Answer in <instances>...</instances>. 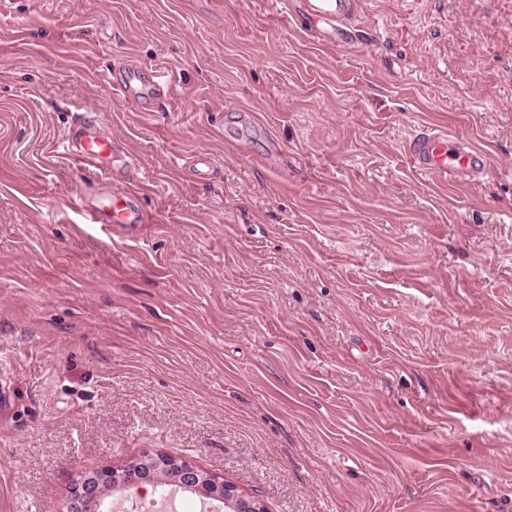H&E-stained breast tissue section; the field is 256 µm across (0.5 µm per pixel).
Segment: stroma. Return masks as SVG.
Segmentation results:
<instances>
[{
  "instance_id": "obj_1",
  "label": "stroma",
  "mask_w": 512,
  "mask_h": 512,
  "mask_svg": "<svg viewBox=\"0 0 512 512\" xmlns=\"http://www.w3.org/2000/svg\"><path fill=\"white\" fill-rule=\"evenodd\" d=\"M78 111L115 179L62 157ZM425 126L475 184L413 168ZM124 187L141 234L86 223ZM156 453L268 512H512V0H361L339 42L273 0L0 10V512ZM117 89L125 99L141 98L151 106L159 104L161 96L167 87L165 76L157 71L150 72L149 80L143 79L141 71L131 67L127 70V79L117 85ZM406 152L421 174L457 186L472 185L489 160L479 146L446 129L417 133L409 140Z\"/></svg>"
}]
</instances>
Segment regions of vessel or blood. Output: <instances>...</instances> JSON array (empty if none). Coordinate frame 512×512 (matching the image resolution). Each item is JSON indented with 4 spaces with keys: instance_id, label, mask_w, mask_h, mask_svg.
Returning <instances> with one entry per match:
<instances>
[{
    "instance_id": "1",
    "label": "vessel or blood",
    "mask_w": 512,
    "mask_h": 512,
    "mask_svg": "<svg viewBox=\"0 0 512 512\" xmlns=\"http://www.w3.org/2000/svg\"><path fill=\"white\" fill-rule=\"evenodd\" d=\"M355 0H287L286 10L302 31L321 34L341 33L351 19ZM167 81L159 71L142 76L131 67L127 79L119 84L123 98H140L149 105H158ZM62 156L83 169L111 177L117 157L112 148V137L94 119L77 114L69 137L60 145ZM407 155L417 171L457 186L472 185L484 169L489 157L476 144L460 139L447 130L431 129L414 135L408 142ZM90 223L111 229L122 224L129 228L141 224V215L132 209L130 197L125 193L101 196L85 208Z\"/></svg>"
}]
</instances>
